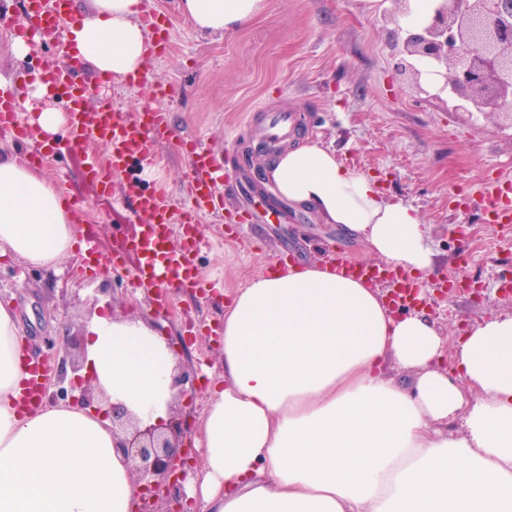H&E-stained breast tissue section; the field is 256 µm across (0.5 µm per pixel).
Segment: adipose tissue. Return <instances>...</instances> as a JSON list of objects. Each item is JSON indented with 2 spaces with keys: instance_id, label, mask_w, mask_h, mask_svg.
<instances>
[{
  "instance_id": "adipose-tissue-1",
  "label": "adipose tissue",
  "mask_w": 512,
  "mask_h": 512,
  "mask_svg": "<svg viewBox=\"0 0 512 512\" xmlns=\"http://www.w3.org/2000/svg\"><path fill=\"white\" fill-rule=\"evenodd\" d=\"M70 27L96 75L145 68L143 0H92ZM266 0H180L199 31L234 32ZM281 198L364 241L418 284L437 258L418 211L311 140L272 156ZM79 228L60 193L0 143V252L57 270ZM85 369L138 418L167 419L175 359L141 322L93 316ZM0 303V512H130L139 486L109 421L80 406H20L27 357ZM224 378L196 423V512H512V315L457 343L426 311L395 314L333 262L272 268L224 311ZM456 375L439 370L446 346Z\"/></svg>"
}]
</instances>
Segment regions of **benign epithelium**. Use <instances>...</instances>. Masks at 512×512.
<instances>
[{"mask_svg":"<svg viewBox=\"0 0 512 512\" xmlns=\"http://www.w3.org/2000/svg\"><path fill=\"white\" fill-rule=\"evenodd\" d=\"M422 60L432 66L427 74L418 66ZM394 69L408 76L416 93L435 100L448 96V111L493 116L500 127L512 129V0H436L425 23L402 39ZM47 344L56 350L58 362L44 395L53 402L71 397L110 422L116 451L143 487L135 512H183L184 481L192 465L183 450L181 415L153 424L139 420L80 374L85 360L81 338ZM191 384V373L176 363L171 408Z\"/></svg>","mask_w":512,"mask_h":512,"instance_id":"benign-epithelium-1","label":"benign epithelium"}]
</instances>
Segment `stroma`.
Returning <instances> with one entry per match:
<instances>
[{
	"mask_svg": "<svg viewBox=\"0 0 512 512\" xmlns=\"http://www.w3.org/2000/svg\"><path fill=\"white\" fill-rule=\"evenodd\" d=\"M145 9L163 21L169 51L150 58L136 84H105L84 72L88 111L104 101L131 115L166 111L178 133L217 157H230L225 176L247 175L262 191L258 197L238 192L225 198L223 211L197 217L205 241L198 273L220 284V292L169 289L163 333L177 341L182 361L197 374L193 399L182 407L193 464L202 456L194 446L195 422L222 374L224 307L237 290L284 257L316 262L333 248L371 260L361 241L279 198L266 177L269 158L257 149L265 112L301 113L300 136L335 149L345 167L374 177L384 195L413 206L438 259L434 280L479 284V293L445 300L427 290L429 313L444 335L461 336L485 318L512 314V227L489 224L478 202L486 185L512 179V131L484 115L423 101L399 79L393 69L396 27L381 0H267L261 16L224 37L196 30L179 0H145ZM22 16V0H0V85L16 86L21 103L34 90L32 70L42 52L36 44L26 57L15 55ZM159 84L165 93L156 92ZM106 154L89 140L62 153L45 152L40 167L57 188L81 200L105 256L114 227L133 218L120 194L101 197L85 175L88 157ZM190 170L189 157L171 140L154 158L135 161L127 176L144 188L164 185L179 206ZM235 209L247 212L249 223H231L226 214ZM78 265V258L65 259L55 274L0 256V303L14 304L21 335L36 357L47 355L44 337L62 343L84 333L96 312L149 321L158 310L151 291L133 287L132 265L105 264L90 277L79 274Z\"/></svg>",
	"mask_w": 512,
	"mask_h": 512,
	"instance_id": "35a3bbf8",
	"label": "stroma"
}]
</instances>
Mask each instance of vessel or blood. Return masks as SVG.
<instances>
[{"label": "vessel or blood", "mask_w": 512, "mask_h": 512, "mask_svg": "<svg viewBox=\"0 0 512 512\" xmlns=\"http://www.w3.org/2000/svg\"><path fill=\"white\" fill-rule=\"evenodd\" d=\"M23 10L24 30L37 35L48 50L47 55L39 59L37 72L52 90L64 92L66 138L56 143V150L61 152L89 139L103 144L107 149V161L103 164L89 161L91 180L104 196L111 195L115 183H122L134 214L142 218L141 223L125 224L117 229L111 264H133L139 287L158 289V301L162 304L168 300L163 288L170 282H178L183 288H201L195 264L200 240L194 217L217 207V189L224 182L223 165L215 155L198 149L194 140H178L180 148L191 158L189 205L185 208L171 204L163 186L146 190L137 182L126 179L132 161L149 159L160 141L174 138L167 112L151 110L132 116L104 103L93 120H86L85 104L89 91L75 80L83 63L61 40L64 23L73 17L72 0H23ZM294 125L292 114L269 113L267 136L272 140L286 137ZM0 128L12 131L21 142L30 141L34 136L33 127L18 113L13 91L6 87H0ZM481 199L491 223L512 224V182L506 180L488 186ZM174 224L182 228L181 243L176 247L169 244L170 227ZM346 273L389 284L395 289L393 300L397 303L407 302L418 294L417 285L392 266L350 265ZM26 367L22 400L24 407L31 408L40 401L43 367L35 360L27 361Z\"/></svg>", "instance_id": "vessel-or-blood-1"}]
</instances>
